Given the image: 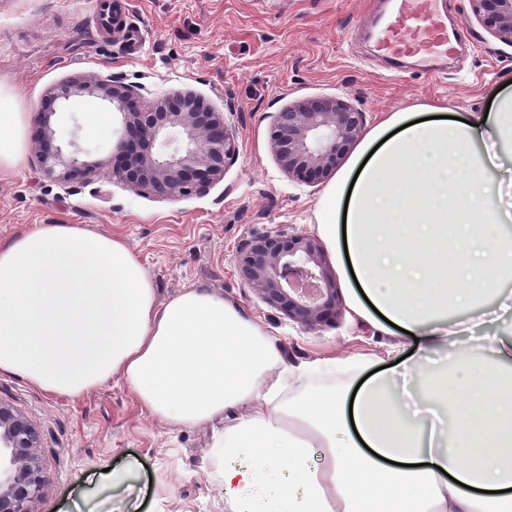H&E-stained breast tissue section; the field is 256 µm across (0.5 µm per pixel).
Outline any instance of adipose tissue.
I'll list each match as a JSON object with an SVG mask.
<instances>
[{
	"mask_svg": "<svg viewBox=\"0 0 512 512\" xmlns=\"http://www.w3.org/2000/svg\"><path fill=\"white\" fill-rule=\"evenodd\" d=\"M0 101L1 172L22 162L32 115ZM315 218L351 311L413 337L412 354H367L350 382L316 384L334 358L289 367L223 294L159 302L121 236L40 224L0 241V377L78 400L119 376L175 428L236 411L206 452L224 512H512V332L433 358L450 319L512 313V83L460 120L391 113Z\"/></svg>",
	"mask_w": 512,
	"mask_h": 512,
	"instance_id": "1",
	"label": "adipose tissue"
}]
</instances>
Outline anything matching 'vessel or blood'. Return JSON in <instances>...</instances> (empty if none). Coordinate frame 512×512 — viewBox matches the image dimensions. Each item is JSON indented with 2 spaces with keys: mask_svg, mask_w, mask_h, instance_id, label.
<instances>
[{
  "mask_svg": "<svg viewBox=\"0 0 512 512\" xmlns=\"http://www.w3.org/2000/svg\"><path fill=\"white\" fill-rule=\"evenodd\" d=\"M374 41L385 57H413L428 65L451 59L459 48L436 0H391V12L376 27Z\"/></svg>",
  "mask_w": 512,
  "mask_h": 512,
  "instance_id": "1",
  "label": "vessel or blood"
}]
</instances>
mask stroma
<instances>
[{"mask_svg": "<svg viewBox=\"0 0 512 512\" xmlns=\"http://www.w3.org/2000/svg\"><path fill=\"white\" fill-rule=\"evenodd\" d=\"M94 2L0 0V90L18 93L21 111L33 113L51 87L82 72L120 76L146 101L189 90L225 113L236 154L206 195L161 200L95 179L61 181L26 151L16 170L0 174V240L36 224L121 235L159 301L186 288L223 293L277 336L294 367L401 344L348 309L332 324L303 329L240 283L235 257L245 242L278 230L317 233L325 186L281 171L270 140L274 116L316 96L343 97L372 126L424 107L478 112L492 87L512 74V45L483 29L470 0H438L461 37L454 67L430 74L411 66L393 77L369 38L387 17L389 0H127V21L144 38L135 55L117 36L93 29ZM93 112L115 128L100 101L63 104L55 123L62 142L78 139L104 160L111 139L89 134ZM0 402L24 412L42 433L46 482L35 512H224V488L205 460L214 425H158L120 377L75 403L0 378ZM107 469L127 472L128 481L104 483Z\"/></svg>", "mask_w": 512, "mask_h": 512, "instance_id": "35a3bbf8", "label": "stroma"}]
</instances>
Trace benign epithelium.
<instances>
[{
	"label": "benign epithelium",
	"instance_id": "7a95c632",
	"mask_svg": "<svg viewBox=\"0 0 512 512\" xmlns=\"http://www.w3.org/2000/svg\"><path fill=\"white\" fill-rule=\"evenodd\" d=\"M482 27L512 44V0H470ZM94 98L108 103L119 122L112 140L109 174L134 191L161 199L204 194L224 179L236 154V139L224 113L203 98L175 93L142 104L119 77L82 73L58 83L36 123L33 150L47 173L74 181L94 175L102 162L89 153L64 149L53 117L63 103ZM367 113L343 98L298 100L275 113L273 149L288 177L315 184L336 171L341 146L355 143ZM238 279L289 321L314 329L336 320L342 297L324 248L314 237L278 231L248 242L236 256ZM41 433L23 412L0 403V512H34L45 484Z\"/></svg>",
	"mask_w": 512,
	"mask_h": 512
}]
</instances>
